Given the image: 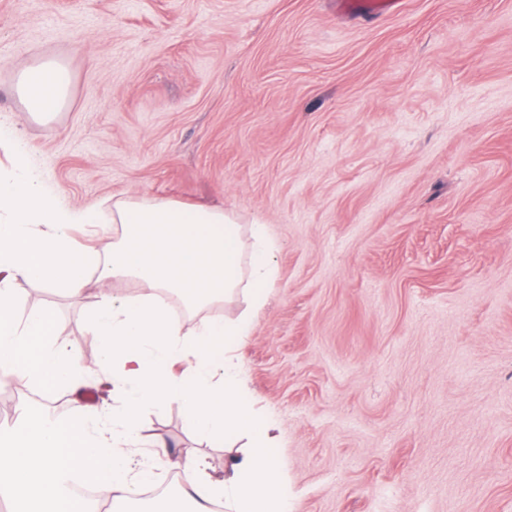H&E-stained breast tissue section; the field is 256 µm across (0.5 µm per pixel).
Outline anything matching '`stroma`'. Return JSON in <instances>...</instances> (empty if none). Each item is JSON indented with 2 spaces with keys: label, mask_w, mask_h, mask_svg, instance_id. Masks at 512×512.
Segmentation results:
<instances>
[{
  "label": "stroma",
  "mask_w": 512,
  "mask_h": 512,
  "mask_svg": "<svg viewBox=\"0 0 512 512\" xmlns=\"http://www.w3.org/2000/svg\"><path fill=\"white\" fill-rule=\"evenodd\" d=\"M47 59L71 83L38 120ZM0 123L64 206L267 224L239 369L298 512H512V0H0ZM19 288L95 371L91 298ZM139 425L223 477L180 404ZM343 10L365 16H382L398 4L396 0H341ZM69 84L70 75L63 66L44 60L20 75L17 92L28 112L34 117L48 119L65 105Z\"/></svg>",
  "instance_id": "1"
}]
</instances>
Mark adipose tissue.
Wrapping results in <instances>:
<instances>
[{
    "instance_id": "adipose-tissue-1",
    "label": "adipose tissue",
    "mask_w": 512,
    "mask_h": 512,
    "mask_svg": "<svg viewBox=\"0 0 512 512\" xmlns=\"http://www.w3.org/2000/svg\"><path fill=\"white\" fill-rule=\"evenodd\" d=\"M69 84L68 71L45 60L21 74L17 92L28 112L48 119L63 108ZM0 144L10 152L9 167L0 170V380L73 395L66 422L28 414L0 430V497L14 512H88L67 494L70 475L78 473L101 500H133L155 476L154 465L135 454L139 410L177 402L208 443L229 444L241 434L249 442L229 453L221 480L206 474L202 460L164 452L163 465L180 471L182 487L160 512H209L220 498L231 512H295L276 427L244 400L233 361L251 331L250 317L214 316L201 327L190 319L195 309L241 292L252 308L264 305L277 277L266 225L244 226L223 209L170 198H116L108 210L68 208L45 186L11 128L0 126ZM109 223L121 234L101 250L71 234L78 224ZM120 278L136 279L139 294L114 292ZM22 279L71 297L85 296L87 284H95L89 328L101 339L100 372L123 396L122 409L77 400L89 374L49 313H19ZM172 294L187 319L171 318ZM187 350L193 363L170 372V360Z\"/></svg>"
}]
</instances>
